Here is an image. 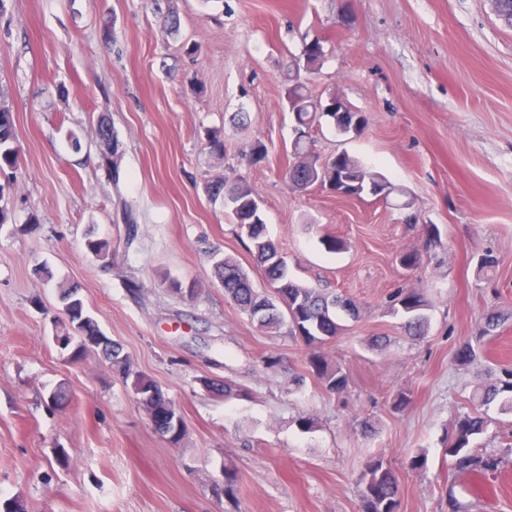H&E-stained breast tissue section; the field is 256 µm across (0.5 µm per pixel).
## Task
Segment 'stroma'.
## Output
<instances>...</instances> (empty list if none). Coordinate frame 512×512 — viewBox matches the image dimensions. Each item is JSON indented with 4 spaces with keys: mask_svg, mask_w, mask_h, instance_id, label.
<instances>
[{
    "mask_svg": "<svg viewBox=\"0 0 512 512\" xmlns=\"http://www.w3.org/2000/svg\"><path fill=\"white\" fill-rule=\"evenodd\" d=\"M0 1V104L15 116L19 159L0 193L1 501L23 499L27 512H362L359 475L381 456L399 512H448L452 495L466 512H512L511 412L490 407L475 441L502 456L496 474L473 479L445 454L477 388L512 367V27L493 0ZM315 39L324 58L311 90L338 93L366 126L342 136L322 124L310 148L382 174L397 187L388 200L288 185V64ZM103 117L119 140L114 169L96 138ZM211 129L224 134L223 159L207 149ZM258 140L267 156L254 163ZM222 177L254 188L296 282L357 303L334 339L314 349L285 327L264 333L225 299L219 259L233 257L256 288L266 280L223 199L205 192ZM91 237L109 241L110 262L88 252ZM330 238L344 249L328 251ZM404 251L421 265L403 267ZM485 254L497 263L483 271ZM165 277L198 296L167 292ZM61 282L78 285L105 336L175 403L179 444L151 429L99 350L73 362L53 343ZM401 288L428 302L416 341L389 311ZM490 312L507 320L484 337ZM477 335L476 360L460 364ZM378 336L390 344L376 348ZM315 353L347 375L343 392L312 373ZM206 377L247 394L209 393ZM58 390L67 401L51 404ZM228 467L239 491L215 499Z\"/></svg>",
    "mask_w": 512,
    "mask_h": 512,
    "instance_id": "stroma-1",
    "label": "stroma"
}]
</instances>
